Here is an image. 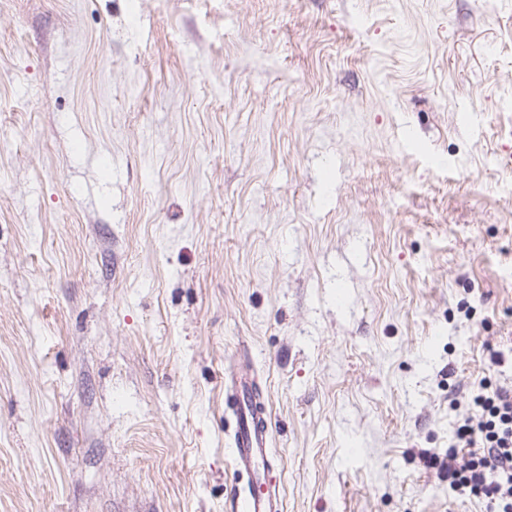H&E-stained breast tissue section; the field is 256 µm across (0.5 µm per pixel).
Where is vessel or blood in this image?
Here are the masks:
<instances>
[{
  "label": "vessel or blood",
  "instance_id": "1",
  "mask_svg": "<svg viewBox=\"0 0 512 512\" xmlns=\"http://www.w3.org/2000/svg\"><path fill=\"white\" fill-rule=\"evenodd\" d=\"M254 388V377L247 370L239 371L229 384L234 472L245 479L232 498L230 512H282L279 486L273 478L276 463L270 422L251 403Z\"/></svg>",
  "mask_w": 512,
  "mask_h": 512
}]
</instances>
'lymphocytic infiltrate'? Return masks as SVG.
Returning a JSON list of instances; mask_svg holds the SVG:
<instances>
[{
    "label": "lymphocytic infiltrate",
    "instance_id": "f902f5d3",
    "mask_svg": "<svg viewBox=\"0 0 512 512\" xmlns=\"http://www.w3.org/2000/svg\"><path fill=\"white\" fill-rule=\"evenodd\" d=\"M479 387L441 476L453 491L484 501L488 512H512V388Z\"/></svg>",
    "mask_w": 512,
    "mask_h": 512
}]
</instances>
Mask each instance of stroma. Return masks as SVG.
Wrapping results in <instances>:
<instances>
[{
    "label": "stroma",
    "instance_id": "35a3bbf8",
    "mask_svg": "<svg viewBox=\"0 0 512 512\" xmlns=\"http://www.w3.org/2000/svg\"><path fill=\"white\" fill-rule=\"evenodd\" d=\"M512 0H0V512H486L512 387ZM232 452L234 473L246 483L234 494L231 512H282L279 485L273 478L276 469L271 448L270 421L251 403L255 388L252 373L241 370L230 380ZM477 411L465 417L448 448L441 477L454 492L486 503L491 512L512 511V388L479 382Z\"/></svg>",
    "mask_w": 512,
    "mask_h": 512
}]
</instances>
